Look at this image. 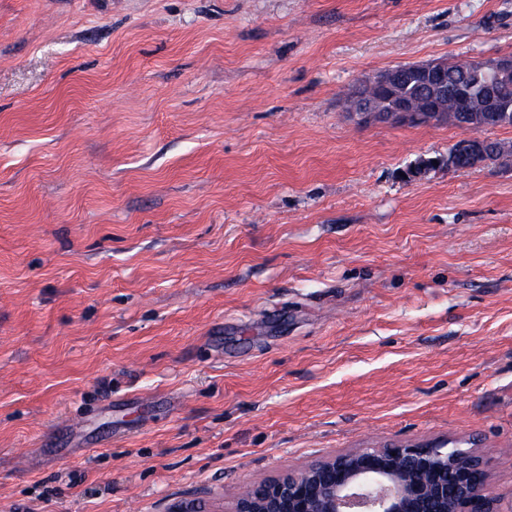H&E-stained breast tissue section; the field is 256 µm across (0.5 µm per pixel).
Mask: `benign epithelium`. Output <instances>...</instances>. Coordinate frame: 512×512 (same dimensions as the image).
<instances>
[{
	"label": "benign epithelium",
	"mask_w": 512,
	"mask_h": 512,
	"mask_svg": "<svg viewBox=\"0 0 512 512\" xmlns=\"http://www.w3.org/2000/svg\"><path fill=\"white\" fill-rule=\"evenodd\" d=\"M497 79H512V55L475 59ZM441 85L448 62L412 67ZM405 69L367 80L380 91L401 83ZM412 105L402 100L390 119L407 123ZM475 440H435L360 448L246 487L231 512H505L490 488L487 462Z\"/></svg>",
	"instance_id": "benign-epithelium-1"
}]
</instances>
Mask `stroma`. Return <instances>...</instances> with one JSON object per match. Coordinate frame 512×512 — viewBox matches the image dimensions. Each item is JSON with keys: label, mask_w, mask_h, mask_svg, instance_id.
Returning a JSON list of instances; mask_svg holds the SVG:
<instances>
[{"label": "stroma", "mask_w": 512, "mask_h": 512, "mask_svg": "<svg viewBox=\"0 0 512 512\" xmlns=\"http://www.w3.org/2000/svg\"><path fill=\"white\" fill-rule=\"evenodd\" d=\"M509 54L512 0H0V512L468 437L512 504V165L346 110Z\"/></svg>", "instance_id": "1"}]
</instances>
